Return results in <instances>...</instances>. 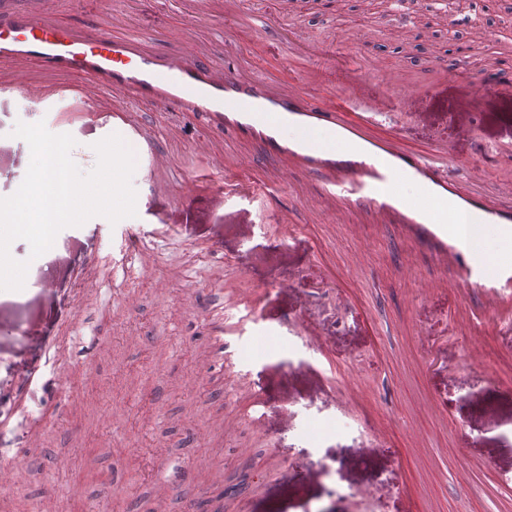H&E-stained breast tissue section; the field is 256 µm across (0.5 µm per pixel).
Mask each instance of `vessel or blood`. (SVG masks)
<instances>
[{"label": "vessel or blood", "mask_w": 512, "mask_h": 512, "mask_svg": "<svg viewBox=\"0 0 512 512\" xmlns=\"http://www.w3.org/2000/svg\"><path fill=\"white\" fill-rule=\"evenodd\" d=\"M90 3L99 23L77 28L58 20L68 0H0V94L97 104L146 171L149 191L161 199L174 196L177 185L156 151L155 133L132 117L126 102L149 103L200 124L203 134L193 146L206 164L191 173L190 192L264 196L272 216L287 225L282 190L289 177L301 176L309 202L321 211L371 213L376 223L396 225L410 248H431L441 263H453L459 271L455 287L478 290L487 299L469 315L471 335L483 336L488 325H512V178L499 183V201L480 198L461 190L453 177L471 167L472 157L456 155L444 141L423 150L406 147L399 128L381 119L403 111L412 92L392 87L388 100L356 112L353 104L367 96V72L346 67L338 101L330 103L316 92L323 80L311 64L317 50L294 27L278 29L291 58L306 70L286 84L273 72L253 74L247 61L214 63L209 49L188 41L179 52L159 53L113 13L110 0ZM171 4L201 20L238 17L256 34L276 27L271 17L240 14L239 0ZM72 76L87 78V85H62ZM230 135L238 143L232 152L225 147ZM253 146L279 167L267 179H238ZM147 238L141 230L113 225L114 268L143 253Z\"/></svg>", "instance_id": "vessel-or-blood-1"}]
</instances>
